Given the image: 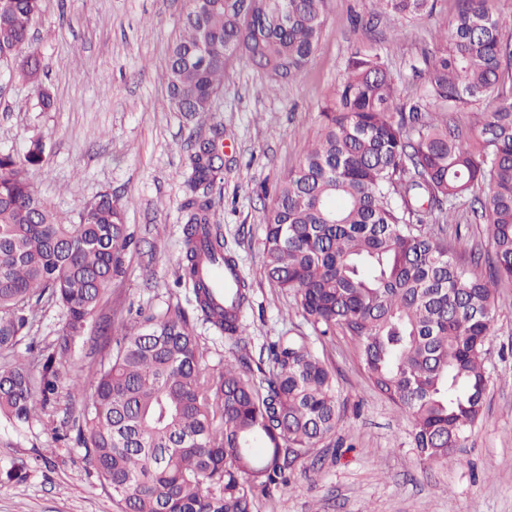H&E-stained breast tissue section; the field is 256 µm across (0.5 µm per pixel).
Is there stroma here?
Here are the masks:
<instances>
[{"label": "stroma", "instance_id": "1", "mask_svg": "<svg viewBox=\"0 0 512 512\" xmlns=\"http://www.w3.org/2000/svg\"><path fill=\"white\" fill-rule=\"evenodd\" d=\"M186 0H42L30 24L32 49L47 57L44 80L55 105L44 110L15 62H0V150L24 154L42 139L44 162L31 186L55 210L77 219L83 205L111 192L133 242L124 272L106 291L98 319L133 324L142 314L188 307L176 283L184 249L181 203L185 162L200 137L223 130L224 172L212 193L216 218L251 288L243 320L249 349L284 332L309 335L336 379L341 422L333 437L301 458L287 489L259 498L256 512H512V281H501L486 343L489 382L483 411L448 465L423 463L410 427L371 386L357 342L343 332L313 335L293 294L264 273L265 214L280 180L295 168L320 128V108L335 92L356 49L374 48L399 79L403 97L419 93L416 71L439 46L457 0H436L432 13L377 14L373 0H328L327 18L307 68L271 85L261 70L229 62L215 111L188 117L169 105L162 77L182 31ZM457 257L489 248L482 220L459 225L430 219ZM62 307L39 309L28 335L0 352V368L57 343ZM109 350L95 325L70 343L58 364L59 409L25 424L0 417V470L23 460L27 478L0 484V512H117L75 438L55 440L64 420L79 418L88 368Z\"/></svg>", "mask_w": 512, "mask_h": 512}]
</instances>
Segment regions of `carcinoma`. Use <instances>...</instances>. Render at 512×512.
I'll return each instance as SVG.
<instances>
[{"mask_svg":"<svg viewBox=\"0 0 512 512\" xmlns=\"http://www.w3.org/2000/svg\"><path fill=\"white\" fill-rule=\"evenodd\" d=\"M41 0H0V61L20 73L48 110L49 64L29 51V25ZM381 12H431L434 0H374ZM326 0H192L165 78L177 112H211L231 60L273 82L299 76L322 34ZM423 58L422 92L400 101L381 55L359 50L321 107V125L300 165L281 180L265 220V274L295 294L297 309L321 336L347 333L359 344L372 387L412 424L413 447L430 462L455 460L482 413L488 376L485 343L497 313V284L512 280V34L487 0H458L451 32ZM471 134L448 113L486 99ZM218 142L188 156L181 204L184 253L179 283L196 319L235 349V362L209 363L178 306L131 326L104 320L113 343L88 374L90 399L75 424L77 441L120 512H255L258 495L285 489L298 460L336 431L333 375L302 334L279 336L266 359L247 352L245 279L224 304L199 274L208 257L234 270L237 253L214 222L211 191L222 165ZM45 144L24 157L0 151V351L26 335L43 302L59 304L66 334L43 350L40 367L0 370V415L26 423L57 409L56 363L84 332L112 279L123 273L132 240L112 193L67 221L31 187L26 171ZM481 190L489 250L461 260L425 230L437 212L452 224ZM27 465L0 470L22 482Z\"/></svg>","mask_w":512,"mask_h":512,"instance_id":"carcinoma-1","label":"carcinoma"}]
</instances>
